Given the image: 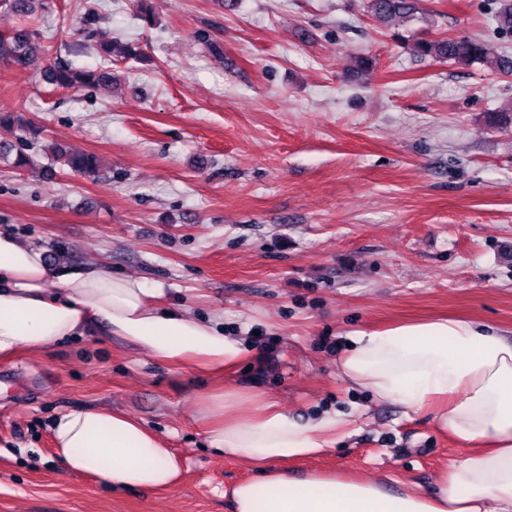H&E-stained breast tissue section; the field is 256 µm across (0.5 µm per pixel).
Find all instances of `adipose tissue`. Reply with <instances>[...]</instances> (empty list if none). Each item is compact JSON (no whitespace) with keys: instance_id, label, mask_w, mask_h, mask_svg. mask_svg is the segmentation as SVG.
<instances>
[{"instance_id":"ef3b65f1","label":"adipose tissue","mask_w":512,"mask_h":512,"mask_svg":"<svg viewBox=\"0 0 512 512\" xmlns=\"http://www.w3.org/2000/svg\"><path fill=\"white\" fill-rule=\"evenodd\" d=\"M91 333L118 338L161 363L208 371L223 370L243 353L219 320L164 308L138 278L103 265L64 268L42 247L0 232V358L23 349L45 352ZM348 341L344 380L378 400L429 410L464 442L461 457L427 494L392 491L381 479L297 478L277 461L327 452L346 423L343 414L302 423L267 402L261 418L245 419L239 405L246 393L214 392L201 411L209 446L261 471L229 489L234 512H512V337L438 318L357 331ZM51 433L63 467L93 474L113 490L178 482L179 462L165 439L125 413L75 409L59 416Z\"/></svg>"}]
</instances>
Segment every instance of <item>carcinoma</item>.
I'll return each mask as SVG.
<instances>
[{"label":"carcinoma","mask_w":512,"mask_h":512,"mask_svg":"<svg viewBox=\"0 0 512 512\" xmlns=\"http://www.w3.org/2000/svg\"><path fill=\"white\" fill-rule=\"evenodd\" d=\"M371 12L376 19L386 22L400 17L413 19L417 12L416 0H370ZM40 0H0V15L21 19L32 13ZM495 21L498 28L512 32V0H502ZM97 52L103 65L92 69H78L68 64H54L43 71L46 83L58 89L93 88L106 92L112 88L114 75L112 62L115 54L122 60H145L141 47L125 44L121 47L113 41L109 33L96 31ZM416 55L431 57L452 63L480 64L490 72L500 75L512 74V57L501 54L478 38H436L421 39L414 46ZM43 51L41 35L23 26L12 27L0 32V64L24 68ZM17 127L20 135L14 141H0V163L16 169L30 165L31 160L24 147L28 142H39L42 128L27 120L18 112L0 111V127ZM54 163L70 171L98 181L105 172L93 154H79L67 151L60 143L51 148Z\"/></svg>","instance_id":"carcinoma-1"}]
</instances>
